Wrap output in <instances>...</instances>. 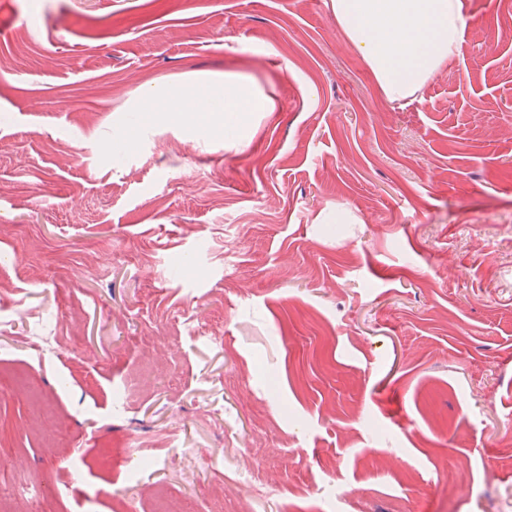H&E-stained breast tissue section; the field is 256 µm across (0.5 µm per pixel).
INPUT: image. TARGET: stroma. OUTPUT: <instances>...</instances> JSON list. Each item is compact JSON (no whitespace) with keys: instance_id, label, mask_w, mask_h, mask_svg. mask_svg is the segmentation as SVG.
<instances>
[{"instance_id":"stroma-1","label":"stroma","mask_w":512,"mask_h":512,"mask_svg":"<svg viewBox=\"0 0 512 512\" xmlns=\"http://www.w3.org/2000/svg\"><path fill=\"white\" fill-rule=\"evenodd\" d=\"M329 3L0 0V483L512 512V0H462L399 104ZM227 75L269 101L244 140L113 148L144 92Z\"/></svg>"}]
</instances>
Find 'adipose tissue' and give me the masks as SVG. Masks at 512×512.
I'll return each mask as SVG.
<instances>
[{
	"instance_id": "ef3b65f1",
	"label": "adipose tissue",
	"mask_w": 512,
	"mask_h": 512,
	"mask_svg": "<svg viewBox=\"0 0 512 512\" xmlns=\"http://www.w3.org/2000/svg\"><path fill=\"white\" fill-rule=\"evenodd\" d=\"M388 102L414 95L459 49L467 29L461 0H330ZM191 97L197 111L224 115V132L240 139L267 107L247 79L205 82Z\"/></svg>"
}]
</instances>
